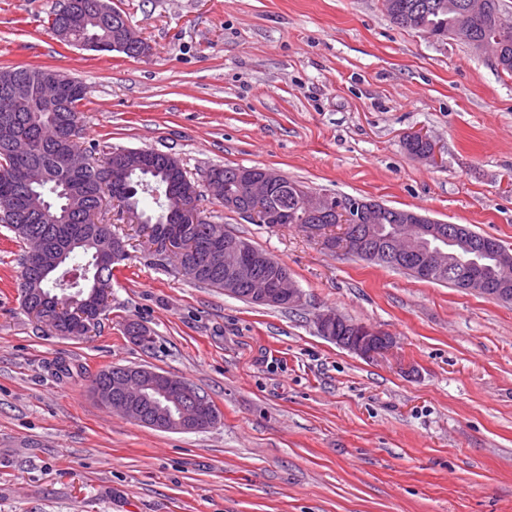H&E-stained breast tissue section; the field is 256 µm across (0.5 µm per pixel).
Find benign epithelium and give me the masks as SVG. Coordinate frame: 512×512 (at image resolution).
<instances>
[{
    "mask_svg": "<svg viewBox=\"0 0 512 512\" xmlns=\"http://www.w3.org/2000/svg\"><path fill=\"white\" fill-rule=\"evenodd\" d=\"M63 10L72 15L66 24H51L52 32L61 43L82 49H107L130 52H143L146 42L140 33L124 17L114 21L115 36L103 42L98 38L78 41L73 38L74 28L83 21L81 15L72 12V2L63 3ZM67 76L57 71H47L34 79V84L16 80L12 75L0 77V93L14 105L0 109V135L9 140V148L16 157L28 158L40 151L42 141L17 127L16 111L18 105L36 107L42 111L53 112L57 100L46 95H38V89L58 85ZM78 125H70L67 134L59 139L55 148L58 171L68 181L76 173L78 164L86 165L89 157L76 149ZM411 142L419 141L425 150L418 155L421 161L432 162L436 157L434 143L425 135L415 133L408 137ZM112 154L114 163L104 164V183L112 186L114 193H120L126 185L128 173L121 167L118 156ZM48 179V174L40 169L26 166L20 170L17 182L19 197L26 198L32 186ZM239 194L224 195V180L210 175L206 185L211 196L224 199V206L234 209L239 215L253 223H260L262 208L268 207L272 198L284 187L282 175L263 168H252L240 173ZM300 200L307 216L315 219L305 224L301 230L311 236H320L326 248L333 250L344 248L364 259H376L377 250L383 248L386 258L395 262L403 257L416 261L419 276L431 279L433 276L452 270L461 265L468 268L467 278L462 281V290L482 294L490 299L499 300L506 289L499 282L485 278L482 264L490 261L498 266V272L512 268V261L499 250L494 239L476 241L472 230L461 224L444 226L435 224L426 216L416 212H407L399 218L403 224L413 227L411 236L404 238L399 234L388 235L385 225L379 223V208L374 200H359L346 209H341L326 196H314L308 191L300 193ZM172 211L186 221L196 220L197 190L191 185L173 196ZM343 227L340 233L331 232L326 224L329 219ZM213 244L203 259L212 266L224 265V293L235 296L242 285L251 284L250 296L253 301L265 306H299L302 292L291 276L282 272L274 276L260 273L267 267H284L280 261L264 252L255 250L245 240L224 230L221 224L215 225ZM109 290L102 287L100 279H95L89 298H68L65 308L59 306L42 312L39 323L57 329L65 317L72 319L70 329L61 331V335L71 339L86 338L88 324L87 308L96 303L102 310L108 302ZM320 334L339 346L364 358H375L387 353L394 344L393 337L386 332L364 323L347 321L334 311H324L316 316ZM150 393L157 399L170 405L166 412L153 417L152 428L172 432H201L213 428L219 417L209 406L203 395L189 383L171 373L158 371L144 366H127L110 370L101 381L93 383L92 395L105 409L116 411L128 420L145 425V394Z\"/></svg>",
    "mask_w": 512,
    "mask_h": 512,
    "instance_id": "1",
    "label": "benign epithelium"
}]
</instances>
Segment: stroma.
I'll return each instance as SVG.
<instances>
[{"label":"stroma","mask_w":512,"mask_h":512,"mask_svg":"<svg viewBox=\"0 0 512 512\" xmlns=\"http://www.w3.org/2000/svg\"><path fill=\"white\" fill-rule=\"evenodd\" d=\"M59 5L0 0V69L79 78L85 145L172 154L202 189L216 167L272 169L512 250V78L459 38L403 29L382 0H112L150 46L130 58L61 44ZM413 132L437 162L407 152ZM199 208L283 261L302 304L184 279L107 198L97 218L127 249L111 308L88 338L58 336L22 310L23 246L0 226V512H512V303L248 223L204 189ZM327 309L393 350L323 338ZM113 365L183 378L218 424L159 431L106 410L91 381Z\"/></svg>","instance_id":"35a3bbf8"}]
</instances>
